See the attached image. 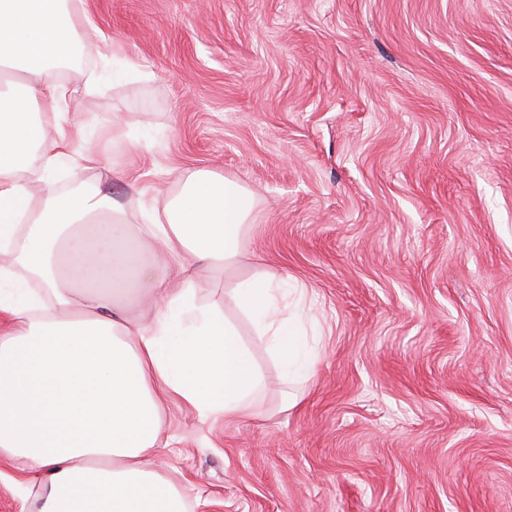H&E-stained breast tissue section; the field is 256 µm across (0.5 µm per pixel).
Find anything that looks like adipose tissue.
<instances>
[{
	"mask_svg": "<svg viewBox=\"0 0 512 512\" xmlns=\"http://www.w3.org/2000/svg\"><path fill=\"white\" fill-rule=\"evenodd\" d=\"M73 0H0V455L22 457L16 491L41 490L40 512H185L181 493L147 461L169 444L158 409L176 396L201 418L245 415L262 380L236 327L196 306V273L239 261L251 198L208 172L151 223L132 224L123 203L99 189L60 198L47 177L68 148L48 141L40 115L66 111L52 68L91 49ZM40 206L27 215L32 199ZM149 238L167 254L164 272L138 255ZM37 276L50 304L17 282ZM272 280L232 290L289 380L315 360L293 317L279 318ZM131 286L158 298L148 322L130 318L115 293Z\"/></svg>",
	"mask_w": 512,
	"mask_h": 512,
	"instance_id": "ef3b65f1",
	"label": "adipose tissue"
}]
</instances>
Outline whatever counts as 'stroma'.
<instances>
[{"mask_svg": "<svg viewBox=\"0 0 512 512\" xmlns=\"http://www.w3.org/2000/svg\"><path fill=\"white\" fill-rule=\"evenodd\" d=\"M111 76L76 109L57 192L143 224L211 172L252 196L240 266L200 269L265 384L253 412L160 409L149 453L187 512H512V0H83ZM98 157L80 160L86 144ZM315 328L288 382L239 280ZM296 405H289V397ZM0 458V512H39Z\"/></svg>", "mask_w": 512, "mask_h": 512, "instance_id": "35a3bbf8", "label": "stroma"}]
</instances>
